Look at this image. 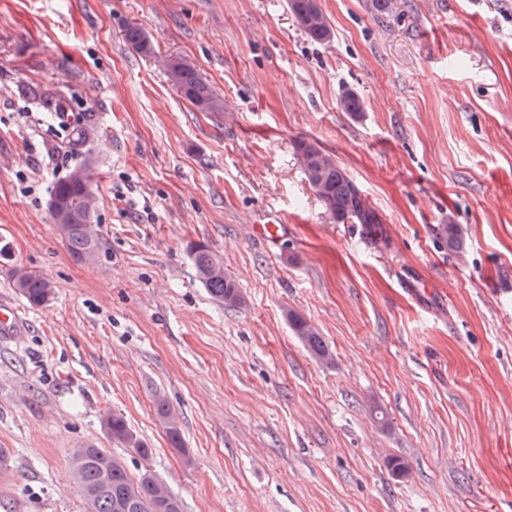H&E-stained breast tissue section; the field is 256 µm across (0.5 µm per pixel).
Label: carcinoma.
<instances>
[{"instance_id": "obj_1", "label": "carcinoma", "mask_w": 512, "mask_h": 512, "mask_svg": "<svg viewBox=\"0 0 512 512\" xmlns=\"http://www.w3.org/2000/svg\"><path fill=\"white\" fill-rule=\"evenodd\" d=\"M304 33L316 43H326L333 36V27L327 15L319 13L317 22L304 29ZM126 40L142 55L154 52L152 41L137 27H129ZM178 86L183 97L202 111H215L219 102L212 97L211 89L190 64L181 66ZM339 109L352 117L365 110L364 99L352 91L339 99ZM296 155L306 181L325 210L337 221L352 219L360 224H377L379 218L368 200L363 197L344 167L326 154L312 141L301 140L295 144ZM92 179L91 171L77 167L58 181L52 194L67 203L68 230L60 237L70 254L76 259L91 262L96 259L100 242L94 229L96 198L82 194L81 180ZM441 234L448 249L460 252L465 245L463 229L457 224H445ZM190 256L200 282L207 291L228 307L244 303V296L235 279L224 273V263L209 246L198 243L191 247ZM15 288L32 307L48 303L54 295L50 279L34 272L16 275ZM289 326L301 342L318 360L330 362L332 354L317 328L294 311L288 312ZM157 419L165 427L175 448H182L179 416L167 397L156 392L153 395ZM102 425L112 441L126 448L135 449L143 458L151 449L133 432L125 419L116 413L102 417ZM85 462L74 475L86 501L88 512H182L181 500L161 479L149 471L132 476L123 461L107 448L90 445L84 449ZM110 472L109 484H102L104 472Z\"/></svg>"}]
</instances>
